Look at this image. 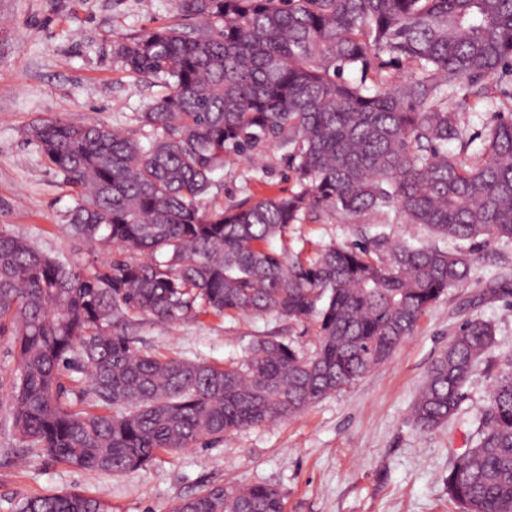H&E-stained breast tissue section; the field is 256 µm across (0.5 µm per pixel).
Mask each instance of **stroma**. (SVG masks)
Wrapping results in <instances>:
<instances>
[{"mask_svg":"<svg viewBox=\"0 0 512 512\" xmlns=\"http://www.w3.org/2000/svg\"><path fill=\"white\" fill-rule=\"evenodd\" d=\"M173 0H0V230L44 252L86 261L64 224L74 194L53 169L29 127L46 119L137 128V114L166 94L161 79L125 70L114 55L123 38L179 22ZM283 153L228 155L213 175L207 207H226L293 189ZM359 226L330 208L294 225L290 252L311 255L332 242L359 241ZM468 283L449 289L385 362L353 385L292 419L248 427L208 448L160 454L133 473L110 475L23 456L0 426V512L22 498L74 487L103 496L112 512H171L202 483H267L284 496L285 512H460L449 501V469L475 441L498 369L512 357V297L482 300L485 288L512 285V240L474 246ZM491 321L495 341L439 429L424 432L413 402L437 357L462 323ZM139 346L165 356L224 362L244 359L258 336H283L304 353L317 345L313 321L272 314L202 316L177 325L146 323Z\"/></svg>","mask_w":512,"mask_h":512,"instance_id":"obj_1","label":"stroma"}]
</instances>
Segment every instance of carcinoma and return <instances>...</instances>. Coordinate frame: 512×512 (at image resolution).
<instances>
[{
    "label": "carcinoma",
    "instance_id": "cac0c4a2",
    "mask_svg": "<svg viewBox=\"0 0 512 512\" xmlns=\"http://www.w3.org/2000/svg\"><path fill=\"white\" fill-rule=\"evenodd\" d=\"M201 24L146 29L115 45L131 73L168 93L140 113L149 133L52 119L28 135L76 194L66 230L103 262L73 263L0 231V335L15 366L10 431L24 454L126 474L159 453L207 447L287 420L388 360L450 288L471 251L450 241L512 239V94L491 102L477 160L467 147L464 82H512V0H175ZM410 62L416 75L368 86L345 71ZM147 139L142 144L141 138ZM275 146L297 190L205 209L224 156ZM332 207L378 223L395 211L431 242L382 237L288 255V228ZM313 319L310 356L258 337L241 361L165 357L133 345L144 321L201 314ZM494 341L466 321L432 364L412 414L442 427ZM79 362L89 385L68 388ZM462 512H512V358L477 418L476 441L448 471ZM17 512H112L80 489L24 498ZM172 512H285L267 484L206 483Z\"/></svg>",
    "mask_w": 512,
    "mask_h": 512
}]
</instances>
